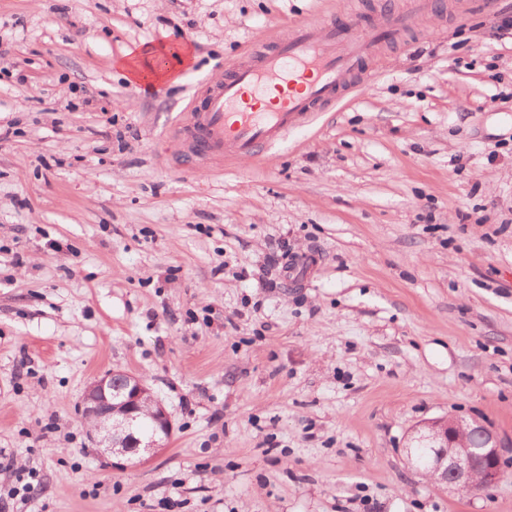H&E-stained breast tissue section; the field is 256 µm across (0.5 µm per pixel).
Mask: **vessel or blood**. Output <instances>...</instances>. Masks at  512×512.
Instances as JSON below:
<instances>
[{
	"mask_svg": "<svg viewBox=\"0 0 512 512\" xmlns=\"http://www.w3.org/2000/svg\"><path fill=\"white\" fill-rule=\"evenodd\" d=\"M426 8L425 0H407L375 20L349 13L303 22L268 48L244 49L243 60L194 92L175 129L177 142L201 160L262 157L352 87L368 84L374 58L405 42Z\"/></svg>",
	"mask_w": 512,
	"mask_h": 512,
	"instance_id": "1",
	"label": "vessel or blood"
}]
</instances>
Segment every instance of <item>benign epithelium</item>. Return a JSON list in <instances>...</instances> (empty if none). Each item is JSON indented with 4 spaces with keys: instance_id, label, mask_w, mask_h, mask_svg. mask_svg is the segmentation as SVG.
<instances>
[{
    "instance_id": "7a95c632",
    "label": "benign epithelium",
    "mask_w": 512,
    "mask_h": 512,
    "mask_svg": "<svg viewBox=\"0 0 512 512\" xmlns=\"http://www.w3.org/2000/svg\"><path fill=\"white\" fill-rule=\"evenodd\" d=\"M83 415L92 424L95 447L116 471L135 467L142 451L156 454L163 450L173 431L168 412L153 398L145 381L123 370L109 371L88 387ZM147 418L159 428L143 434L140 424ZM420 447L434 451L425 473L450 492L490 490L504 478L501 440L484 425L450 418L432 420L410 432L408 461H413L412 449Z\"/></svg>"
}]
</instances>
